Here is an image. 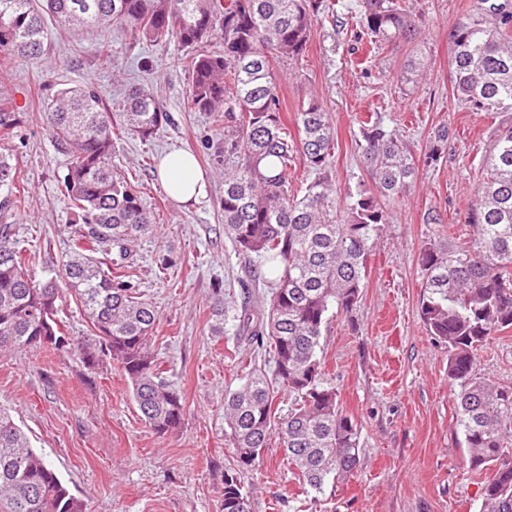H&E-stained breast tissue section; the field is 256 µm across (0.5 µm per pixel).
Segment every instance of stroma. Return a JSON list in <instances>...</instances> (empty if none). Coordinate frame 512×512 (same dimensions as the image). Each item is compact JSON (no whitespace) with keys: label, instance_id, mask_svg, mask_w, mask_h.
Segmentation results:
<instances>
[{"label":"stroma","instance_id":"1","mask_svg":"<svg viewBox=\"0 0 512 512\" xmlns=\"http://www.w3.org/2000/svg\"><path fill=\"white\" fill-rule=\"evenodd\" d=\"M336 20L315 25L307 51L294 65L275 63L282 112L292 117L311 93L324 104L336 131L328 172L329 209L366 179L356 118L374 112L384 125L423 153L436 130L448 127L446 155L420 166L413 193L381 225L367 262L360 300L337 313L321 338L323 381L340 394L358 425L361 464L349 481L316 497L300 485L278 438H271L260 470L243 474L253 512H480L481 475L468 465L455 427V391L448 350L429 336L419 316L423 290L419 253L428 238L423 215L436 208L467 240L466 213L481 184L482 159L495 129L510 112H474L452 93L448 31L474 0H407L422 21L428 65L414 89L398 73L412 46L369 51L351 18L358 0H332ZM43 65H17L0 96L25 115L0 154L22 173L30 191L24 212L9 215L19 248L36 280L53 276L73 249L76 226L64 194L68 155L42 115L58 89L95 83L110 111L130 87L154 85L171 121L147 139L116 138L112 161L132 176L156 229L135 248L136 279L159 315L155 345L167 380L185 400L181 425L159 434L145 425L116 362L90 367L69 349L0 353V405L43 453L88 512H222L226 443L224 394L240 387L253 346L224 325L212 336L209 304L216 283L236 300L257 258L239 255L224 236V174L212 157L217 135L207 113L187 106V52L177 41L148 46L136 67L127 36L97 30L74 38L45 17ZM191 152L202 167L207 194L196 203L173 199L158 176L161 158ZM175 264L159 272L158 255ZM479 377L512 383V330L477 351Z\"/></svg>","mask_w":512,"mask_h":512}]
</instances>
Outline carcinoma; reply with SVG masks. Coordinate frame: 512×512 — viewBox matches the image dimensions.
<instances>
[{"label":"carcinoma","mask_w":512,"mask_h":512,"mask_svg":"<svg viewBox=\"0 0 512 512\" xmlns=\"http://www.w3.org/2000/svg\"><path fill=\"white\" fill-rule=\"evenodd\" d=\"M80 36L111 29L137 43L171 38L189 50L188 104L209 112L223 136L214 160L224 163V237L242 255L261 259L254 288L238 304L217 285L210 299V330L224 335L236 322L263 355L245 382L224 395L226 438L233 466L224 472L223 512L248 498L240 473L263 462L277 433L288 464L316 494L343 483L360 464L359 429L344 414L336 389L321 382L320 340L329 312L357 305L367 261L380 226L416 187L412 146L373 115L359 117L357 147L370 175L346 196L340 219L325 202L336 133L323 103L311 96L294 113V129L281 118L273 62L297 63L307 51L320 0H0V81L19 62L44 56L43 11ZM375 49L419 34L420 19L404 0H359L356 20ZM453 94L473 112L512 111V0H476L448 33ZM416 47L398 76L412 88L425 69ZM45 124L69 156L63 186L73 210L76 244L54 277L33 279L13 239L0 224V353L38 345L36 337L64 333L58 318L65 295L76 298L99 344L67 345L88 366L116 361L128 379L144 422L158 433L181 424L184 400L163 376L154 347L158 315L133 274L134 247L153 230L141 192L112 164L113 135L146 139L170 120L153 87L133 88L122 111L111 112L93 84L57 92ZM23 113L0 98V142L14 139ZM449 131H436L425 163L445 157ZM301 159L315 179L303 194L292 190L289 169ZM486 178L465 223L472 234L448 245L444 220L430 208L433 228L420 253L419 314L433 339L448 347V379L458 387L455 426L464 436L469 467L488 471L480 512H512V386L475 377L476 351L512 328V121L496 129L483 159ZM0 185L11 188L0 206L7 215L27 205V182L0 157ZM112 252V267L93 256ZM286 391L294 407L278 424L274 401ZM0 512H86L46 457L0 407Z\"/></svg>","instance_id":"carcinoma-1"}]
</instances>
